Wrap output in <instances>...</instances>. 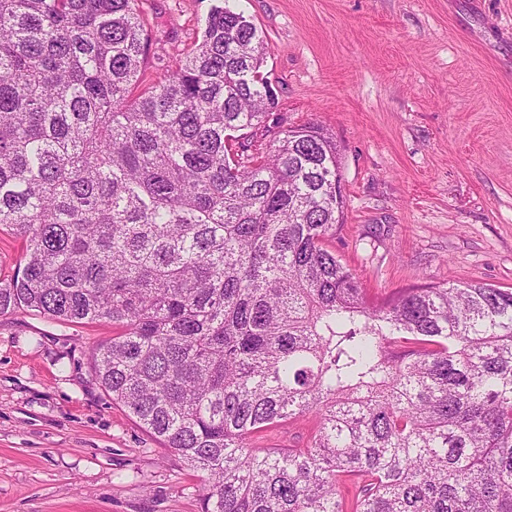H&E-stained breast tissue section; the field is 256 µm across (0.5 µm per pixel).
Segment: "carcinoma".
<instances>
[{"mask_svg":"<svg viewBox=\"0 0 512 512\" xmlns=\"http://www.w3.org/2000/svg\"><path fill=\"white\" fill-rule=\"evenodd\" d=\"M229 0L171 58L142 0H0V316L116 325L112 401L202 473L201 512H512V291L372 299L326 241L336 140L282 128ZM310 417L306 448L257 434ZM22 253V243L15 237L0 233V278L13 275Z\"/></svg>","mask_w":512,"mask_h":512,"instance_id":"carcinoma-1","label":"carcinoma"}]
</instances>
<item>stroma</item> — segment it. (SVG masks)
<instances>
[{"label": "stroma", "mask_w": 512, "mask_h": 512, "mask_svg": "<svg viewBox=\"0 0 512 512\" xmlns=\"http://www.w3.org/2000/svg\"><path fill=\"white\" fill-rule=\"evenodd\" d=\"M218 0H143L156 49L192 46ZM267 42L288 125L341 148L330 249L379 296L512 288V0H235ZM112 325L0 316V512H200L188 469L91 367ZM301 418L260 447L309 446Z\"/></svg>", "instance_id": "1"}]
</instances>
